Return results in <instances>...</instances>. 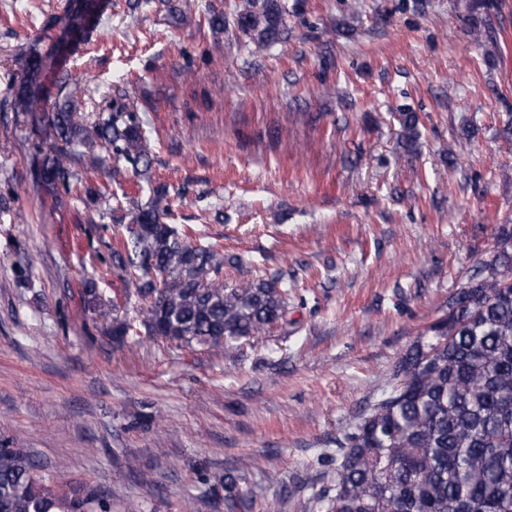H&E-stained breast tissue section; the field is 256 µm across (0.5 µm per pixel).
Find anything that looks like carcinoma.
I'll return each mask as SVG.
<instances>
[{
	"instance_id": "obj_1",
	"label": "carcinoma",
	"mask_w": 512,
	"mask_h": 512,
	"mask_svg": "<svg viewBox=\"0 0 512 512\" xmlns=\"http://www.w3.org/2000/svg\"><path fill=\"white\" fill-rule=\"evenodd\" d=\"M245 0L238 30L258 44L281 40L277 0L255 11ZM103 0H80L52 50L63 62L89 41ZM21 83L14 109L26 112L41 92L46 57L15 58ZM57 97L41 123L52 138L42 182L68 195L84 175L112 157V177L127 170L151 183V155L136 112L110 100L97 119L78 116L69 75L59 70ZM143 204L129 201L121 233L109 246L122 294L106 302L93 280L81 281L83 306L112 311V341L128 342L124 310L147 305L144 333L175 347L225 348L260 336L288 311L284 275L228 285L224 265L240 259L194 245L189 230L163 221L165 185ZM327 485L298 504L300 512H512V228L503 227L493 258L448 300V312L397 361L385 390L354 423L336 433ZM24 448L0 441V512H112V495L88 485L53 486ZM241 477L224 473V512H246Z\"/></svg>"
}]
</instances>
